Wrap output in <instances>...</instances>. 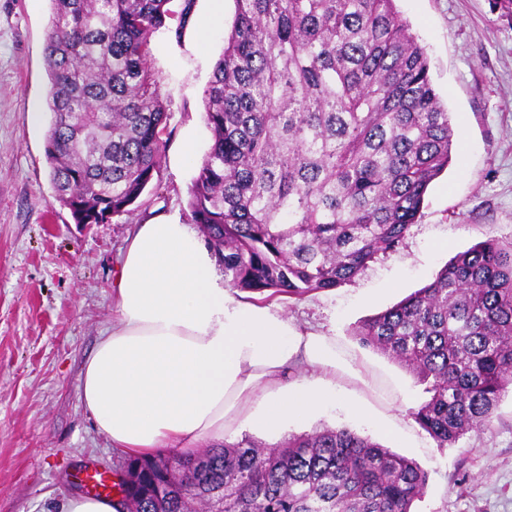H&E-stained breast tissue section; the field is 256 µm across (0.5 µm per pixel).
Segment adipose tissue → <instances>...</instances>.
<instances>
[{"label": "adipose tissue", "instance_id": "1", "mask_svg": "<svg viewBox=\"0 0 512 512\" xmlns=\"http://www.w3.org/2000/svg\"><path fill=\"white\" fill-rule=\"evenodd\" d=\"M116 322L81 373L82 399L112 448L145 455L268 434L336 400V380L367 382L334 337L242 301L191 225H137L115 279Z\"/></svg>", "mask_w": 512, "mask_h": 512}]
</instances>
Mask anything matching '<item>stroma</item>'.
Masks as SVG:
<instances>
[{"label":"stroma","mask_w":512,"mask_h":512,"mask_svg":"<svg viewBox=\"0 0 512 512\" xmlns=\"http://www.w3.org/2000/svg\"><path fill=\"white\" fill-rule=\"evenodd\" d=\"M51 0H0V512H53L85 493L89 464L124 460L96 430L80 377L112 328V282L136 225L184 222L211 133L204 91L234 18L233 0H194L184 26L151 39L148 64L171 113L161 185L119 222L74 223L55 201L45 143L52 114L45 48ZM425 48L458 139L404 244L351 283L296 299L289 318L334 336L373 379L355 391L359 415L337 405L288 434L346 426L412 458L429 478L413 512H512V393L491 430L437 447L409 416L424 397L405 368L360 346L350 330L429 283L455 253L487 237L512 239V10L502 0H396ZM42 115L31 123V112Z\"/></svg>","instance_id":"35a3bbf8"}]
</instances>
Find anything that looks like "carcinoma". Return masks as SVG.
<instances>
[{
  "mask_svg": "<svg viewBox=\"0 0 512 512\" xmlns=\"http://www.w3.org/2000/svg\"><path fill=\"white\" fill-rule=\"evenodd\" d=\"M45 59L54 200L76 224L135 211L170 111L148 67L170 0H51ZM204 96L212 145L187 202L224 287L301 298L347 284L418 223L458 130L395 0H234ZM427 398L438 447L489 431L512 389V241L456 253L352 329ZM428 473L342 427L130 456L118 512H411Z\"/></svg>",
  "mask_w": 512,
  "mask_h": 512,
  "instance_id": "1",
  "label": "carcinoma"
}]
</instances>
